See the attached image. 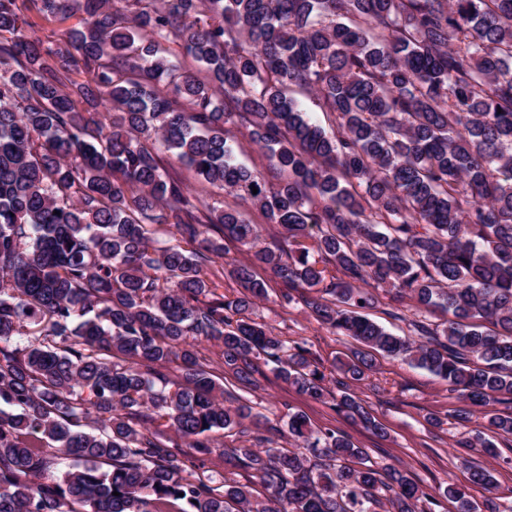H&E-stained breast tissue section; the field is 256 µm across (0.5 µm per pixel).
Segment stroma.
Instances as JSON below:
<instances>
[{"label":"stroma","instance_id":"stroma-1","mask_svg":"<svg viewBox=\"0 0 512 512\" xmlns=\"http://www.w3.org/2000/svg\"><path fill=\"white\" fill-rule=\"evenodd\" d=\"M280 288V282L270 281L267 300L259 302L253 311L256 321L273 327L284 339L308 341L324 367L351 355L357 347L354 340L321 327L303 303L280 305ZM376 363V372L359 385L357 394L386 426L383 439L336 413L328 404L296 392L270 372L262 378V388L251 401L280 432H287L290 416L300 413L313 427H332L347 434L355 445L367 449L378 465L405 466L423 487L455 484L480 507L496 497L505 504L512 502V438L495 437L496 453L492 456L477 448L457 447L460 438L484 430L483 416L477 413L470 422L459 423L456 416L467 404L449 391L447 381L383 355L377 356ZM432 415L440 419V426L429 423ZM473 464L488 469L493 484L473 483L469 473Z\"/></svg>","mask_w":512,"mask_h":512}]
</instances>
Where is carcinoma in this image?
<instances>
[{
    "label": "carcinoma",
    "instance_id": "obj_1",
    "mask_svg": "<svg viewBox=\"0 0 512 512\" xmlns=\"http://www.w3.org/2000/svg\"><path fill=\"white\" fill-rule=\"evenodd\" d=\"M25 2L0 0V340L26 338L0 347V512H433L440 496L476 512L299 413L292 447L276 444L251 405L226 403L196 341L250 391L264 364L331 394L306 342L251 318L262 270L281 303L309 293L314 320L362 346L332 364L336 412L387 435L355 392L375 350L512 437V415L489 410L512 404V0H32L81 15L45 40ZM234 132L286 178L234 162ZM164 152L286 247L190 194ZM164 225L176 243L157 245ZM226 240L247 249L232 297L206 272ZM379 289L411 335L364 314ZM217 450L266 495L205 474ZM175 170L182 184L194 194H200L212 204L214 201L218 205L237 204L239 209L243 211L252 224H257L260 229L263 242L268 245L283 244V231L277 224H270L264 214L250 204L241 202L225 191L209 187L201 184L195 172L188 166L175 162Z\"/></svg>",
    "mask_w": 512,
    "mask_h": 512
}]
</instances>
